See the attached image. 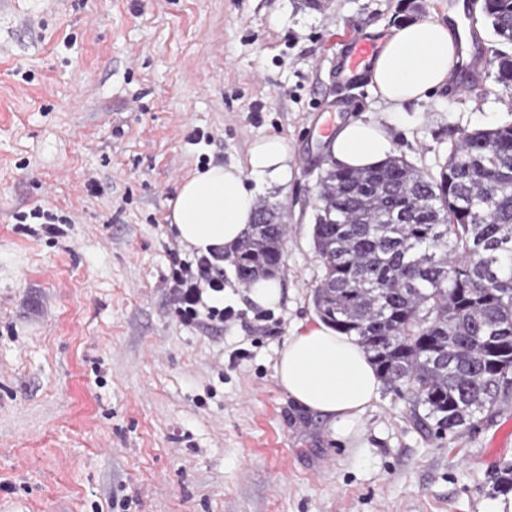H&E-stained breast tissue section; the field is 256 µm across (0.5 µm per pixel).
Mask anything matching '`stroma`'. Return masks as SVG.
<instances>
[{
	"instance_id": "35a3bbf8",
	"label": "stroma",
	"mask_w": 512,
	"mask_h": 512,
	"mask_svg": "<svg viewBox=\"0 0 512 512\" xmlns=\"http://www.w3.org/2000/svg\"><path fill=\"white\" fill-rule=\"evenodd\" d=\"M452 3L0 0V512H496L512 400L452 448L384 387L341 442L275 378L317 318L320 104L350 99L337 123L380 121L432 173L462 131L512 124L491 65L470 92L399 113L331 77L337 41L444 21ZM266 135L293 148L286 181L259 195L288 226L281 302L256 322L225 267L241 318L195 331L166 302L167 202Z\"/></svg>"
}]
</instances>
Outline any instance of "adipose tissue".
<instances>
[{
    "instance_id": "adipose-tissue-1",
    "label": "adipose tissue",
    "mask_w": 512,
    "mask_h": 512,
    "mask_svg": "<svg viewBox=\"0 0 512 512\" xmlns=\"http://www.w3.org/2000/svg\"><path fill=\"white\" fill-rule=\"evenodd\" d=\"M458 62L455 37L438 20L393 30L373 63L371 83L388 110L447 85ZM385 125L375 120L344 124L328 144L333 162L373 168L392 154ZM292 163L286 138L266 136L250 145L244 165H212L184 181L169 203L168 220L179 244L205 255L232 247L250 230L259 193L278 184ZM279 386L301 407L326 416L333 436L356 438L357 425L378 397L379 376L355 339L323 322L295 330L275 366Z\"/></svg>"
}]
</instances>
